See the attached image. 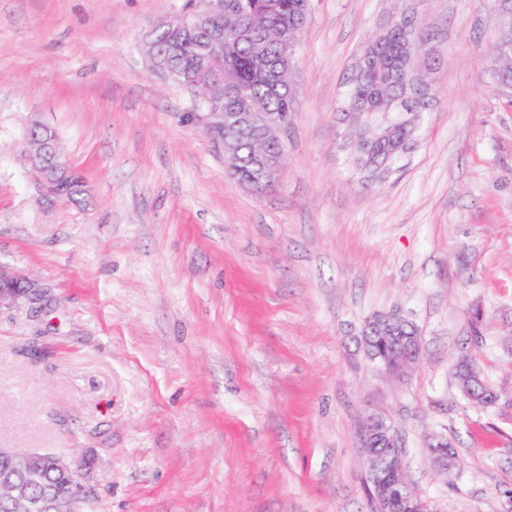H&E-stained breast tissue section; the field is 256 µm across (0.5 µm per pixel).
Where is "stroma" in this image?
Returning a JSON list of instances; mask_svg holds the SVG:
<instances>
[{
    "mask_svg": "<svg viewBox=\"0 0 512 512\" xmlns=\"http://www.w3.org/2000/svg\"><path fill=\"white\" fill-rule=\"evenodd\" d=\"M183 0H0V448L75 459L94 512H371L359 422L397 428L430 512H512V98L495 0H311L271 191L229 177L147 33ZM409 11L443 65L416 148L361 181L336 122L361 48ZM54 128L90 192L48 204L23 153ZM400 311L401 383L353 341ZM472 358L497 399L462 393ZM447 436L452 469L427 442ZM3 271V267L0 266V309L20 304L28 297L31 289L20 285L24 282V278Z\"/></svg>",
    "mask_w": 512,
    "mask_h": 512,
    "instance_id": "1",
    "label": "stroma"
}]
</instances>
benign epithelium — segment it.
Returning <instances> with one entry per match:
<instances>
[{
	"mask_svg": "<svg viewBox=\"0 0 512 512\" xmlns=\"http://www.w3.org/2000/svg\"><path fill=\"white\" fill-rule=\"evenodd\" d=\"M500 26L494 45L493 56L498 61H512V0H497ZM233 13V5L227 0H209L208 14L215 20L227 19ZM195 21L181 12L175 17L161 22L170 34L176 36L194 28ZM304 29V15H294L288 23V34L282 36L284 69L281 79L288 76L295 67V48L297 38ZM389 29L384 31L362 50L354 69H359L375 59L377 45L387 37ZM153 69L163 78L181 81V75L170 66L166 54L156 51L155 42H149ZM206 50L218 71L217 76L200 79L191 83L199 91L206 90L210 84L221 80L224 73V31L218 27L208 30ZM395 68L399 70L411 87L426 88L429 65L419 52V40L412 39L401 45L397 51ZM202 108L191 113L189 123L203 127L211 140L222 144L218 134L224 130V122L234 121L247 126L259 139L269 136H283L285 124L279 117L265 112L255 102H248L242 112H223L222 100L202 97ZM394 112H367L368 124L364 133L350 140L352 149L358 154V161L369 154L371 147L383 140L395 129L404 128L410 135L399 147L400 154L411 152L417 144V133L423 114L421 100L406 99L394 105ZM61 158L59 144H49L39 140L28 154V163L38 172V181L50 196L58 174L66 173L61 167H46V158ZM24 279L3 272L0 266V309L20 304L29 295L30 289L21 286ZM411 322L397 311L376 315L366 320L359 332V344L373 363L375 373L405 379L408 372L419 361L422 342L418 335L405 331ZM480 375L471 370L470 375L460 381L461 389L471 401L488 404L494 395L478 393L477 384ZM364 445L375 448L377 452L367 458V483L373 500L375 512H386L383 505L397 508L398 512H429L427 504L411 489L404 473V450L398 430L384 414L369 410L359 423ZM431 464L440 471H446L455 463V457L448 450V438L435 436L427 443ZM44 455L41 450L17 452L11 448H0V456L7 458L11 468L0 473V501L12 509V512H84V505L93 496L92 489L85 485L78 473V466L63 455L53 456L55 469L67 479L66 491L48 499L38 500L31 494L33 486L44 479L43 472L36 461Z\"/></svg>",
	"mask_w": 512,
	"mask_h": 512,
	"instance_id": "7a95c632",
	"label": "benign epithelium"
}]
</instances>
